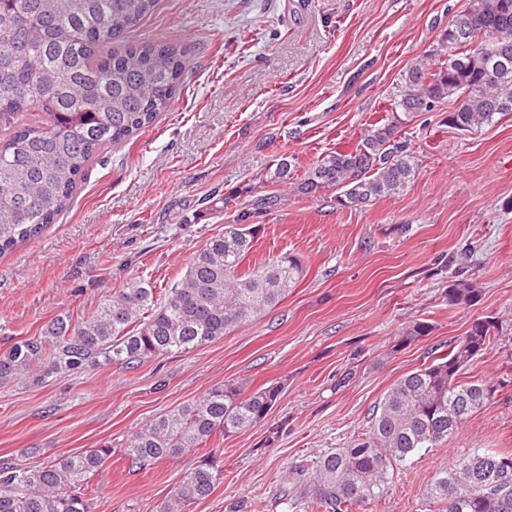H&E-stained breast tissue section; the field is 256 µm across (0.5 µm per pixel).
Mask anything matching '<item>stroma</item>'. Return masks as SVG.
<instances>
[{"mask_svg": "<svg viewBox=\"0 0 512 512\" xmlns=\"http://www.w3.org/2000/svg\"><path fill=\"white\" fill-rule=\"evenodd\" d=\"M473 0H160L143 36L181 46L191 62L169 112L94 163L73 205L35 241L0 256V352L54 318L80 321L140 279L169 287L223 233L280 155L298 170L349 151L390 117L411 67L440 44ZM451 102L400 128L418 155L403 192L342 207L331 191L288 192L259 218L251 264L290 253L303 274L247 326L189 353L127 368L108 363L0 385V460L49 463L87 448L114 452L92 481V512H156L187 453L138 470L121 452L132 433L214 386L280 385L267 421L216 439L224 478L190 512H230L273 499L302 460L361 437L385 392L494 316L499 336L466 379L495 394L449 438L396 472L368 512H435L436 471L474 450L512 452V112L459 133ZM229 198L227 208L211 198ZM449 268H442V261ZM481 290L449 308L454 276ZM428 335L400 343L402 329ZM348 384H340L344 372ZM287 430L268 441L271 423Z\"/></svg>", "mask_w": 512, "mask_h": 512, "instance_id": "stroma-1", "label": "stroma"}]
</instances>
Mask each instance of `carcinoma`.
<instances>
[{
	"label": "carcinoma",
	"instance_id": "carcinoma-1",
	"mask_svg": "<svg viewBox=\"0 0 512 512\" xmlns=\"http://www.w3.org/2000/svg\"><path fill=\"white\" fill-rule=\"evenodd\" d=\"M160 0H0V255L39 237L68 211L89 168L105 150L132 139L169 111L189 61L176 44L129 42ZM442 34L441 48L408 71L385 123L370 125L352 151H331L296 174L286 156L269 164L262 184L292 185L301 195L339 192L341 205L366 204L403 191L418 166L397 139L400 125L445 99L456 106L444 125L466 132L512 112V0H474ZM224 233L209 239L185 273L156 295L136 282L108 296L77 323L50 322L39 336L0 353V383L40 381L100 363L137 364L189 352L251 323L278 304L303 274L292 254L247 270L254 221L277 211L281 195L249 184ZM480 290L451 280L450 306L472 307ZM497 320L475 318L448 353L395 381L374 407L364 437L292 469L278 500L292 512H365L384 495L394 471L422 450L448 442L493 396L462 375L496 339ZM280 386L244 393L224 383L160 416L124 442L131 464L146 469L207 447L265 420ZM112 448H87L46 465L0 461V512H91V481ZM212 454L188 469L156 512H188L221 483ZM428 497L438 512H512V454L475 451L433 476Z\"/></svg>",
	"mask_w": 512,
	"mask_h": 512
}]
</instances>
